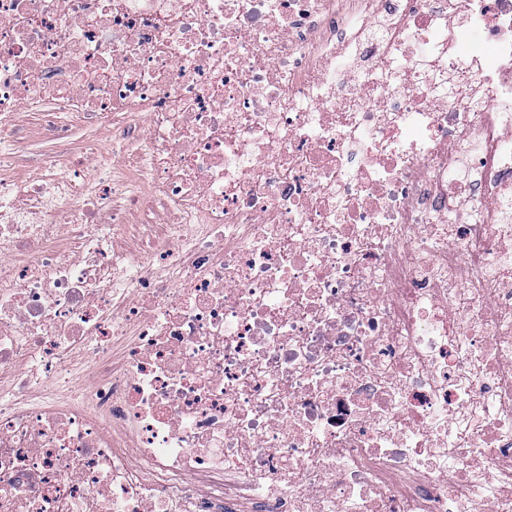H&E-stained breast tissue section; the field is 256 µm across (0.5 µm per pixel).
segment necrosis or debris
Listing matches in <instances>:
<instances>
[{
	"label": "necrosis or debris",
	"instance_id": "necrosis-or-debris-1",
	"mask_svg": "<svg viewBox=\"0 0 512 512\" xmlns=\"http://www.w3.org/2000/svg\"><path fill=\"white\" fill-rule=\"evenodd\" d=\"M457 2L0 0V512H512V0ZM17 122L20 125H26L30 133L29 136L17 146L15 156L19 163V168L24 170L28 177L35 178L39 175V171L29 164L32 153L49 151L52 149V146L49 143H35L33 130L38 123V116L35 113L21 112L17 115Z\"/></svg>",
	"mask_w": 512,
	"mask_h": 512
}]
</instances>
